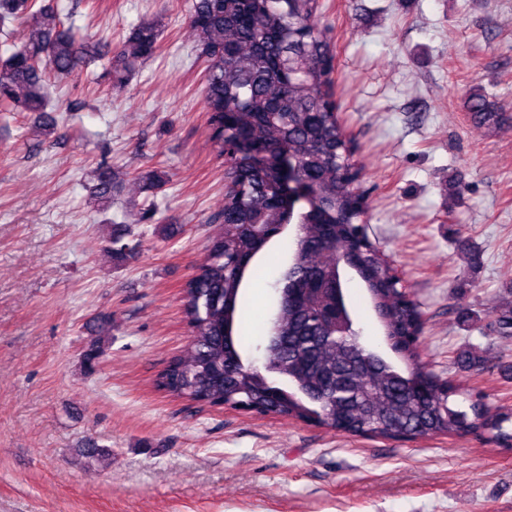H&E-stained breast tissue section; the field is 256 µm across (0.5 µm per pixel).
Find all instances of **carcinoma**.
Returning a JSON list of instances; mask_svg holds the SVG:
<instances>
[{
    "instance_id": "carcinoma-1",
    "label": "carcinoma",
    "mask_w": 512,
    "mask_h": 512,
    "mask_svg": "<svg viewBox=\"0 0 512 512\" xmlns=\"http://www.w3.org/2000/svg\"><path fill=\"white\" fill-rule=\"evenodd\" d=\"M318 0H191L189 29L204 69L209 141L246 140L276 156L288 153L306 196L281 194L276 167L262 173L252 157H236L224 192L222 229L183 287L190 340L158 374L155 388L211 406L290 417L339 433L390 440L449 436L460 431L512 450V414H490L485 396L469 410L450 405L457 389L422 357V312L404 279L388 275L389 260L369 238L367 197L356 194L358 147L337 116L332 87L336 53L321 25ZM19 26L18 43L0 59V108L44 114L54 129L47 89L89 60H102L115 85L157 50L158 30L142 23L117 47L77 38L49 4L0 0V22ZM470 119L501 128L512 115L490 110L486 96H467ZM117 181L99 166L91 197L107 202ZM298 224L292 262L278 281L277 311L265 336L268 364L244 363L234 335L241 289L251 260ZM364 283L384 341L398 368L361 342L347 306L337 328L334 305L343 296L340 267Z\"/></svg>"
}]
</instances>
